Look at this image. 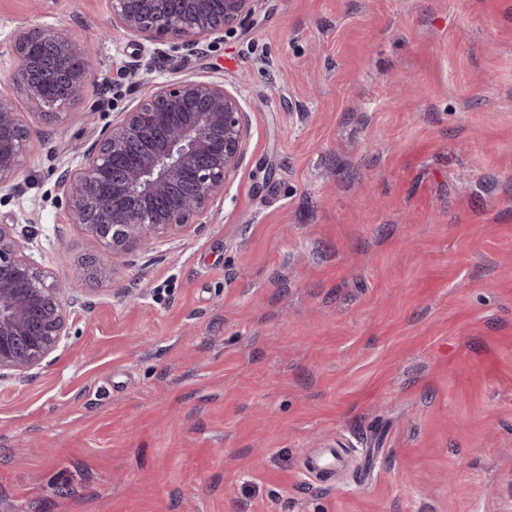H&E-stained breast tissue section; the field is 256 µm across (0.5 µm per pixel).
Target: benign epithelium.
I'll list each match as a JSON object with an SVG mask.
<instances>
[{
	"label": "benign epithelium",
	"instance_id": "obj_1",
	"mask_svg": "<svg viewBox=\"0 0 512 512\" xmlns=\"http://www.w3.org/2000/svg\"><path fill=\"white\" fill-rule=\"evenodd\" d=\"M110 2L101 33L118 27L137 42L193 50L243 26L256 0H221L219 8L213 0ZM9 50L13 82L46 121L58 118L54 108L88 97L94 42L76 40L63 25L36 24L14 30ZM248 131L239 92L218 77L157 83L119 113L84 150L83 162L57 178L71 223L95 244L83 260L88 278L104 279L117 258L149 251L198 223L242 166ZM51 135L32 130L13 97L0 91V194L19 193L17 177L34 139ZM27 250L24 232L0 223V380L40 367L68 335L64 284Z\"/></svg>",
	"mask_w": 512,
	"mask_h": 512
}]
</instances>
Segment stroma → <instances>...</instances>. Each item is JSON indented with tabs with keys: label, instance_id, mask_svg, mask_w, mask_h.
I'll use <instances>...</instances> for the list:
<instances>
[{
	"label": "stroma",
	"instance_id": "obj_1",
	"mask_svg": "<svg viewBox=\"0 0 512 512\" xmlns=\"http://www.w3.org/2000/svg\"><path fill=\"white\" fill-rule=\"evenodd\" d=\"M109 15L0 0V89L14 30ZM184 76L240 92L245 161L90 280L58 173ZM90 87L0 198L70 312L0 380V512H512V0H258L192 53L116 28Z\"/></svg>",
	"mask_w": 512,
	"mask_h": 512
}]
</instances>
